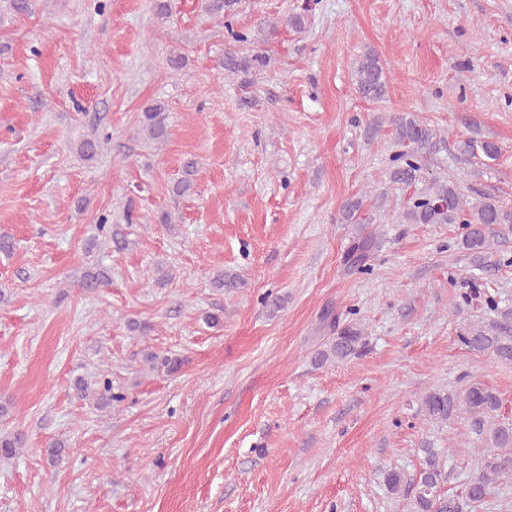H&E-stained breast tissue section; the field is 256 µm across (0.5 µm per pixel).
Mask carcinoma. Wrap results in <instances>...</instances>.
Returning <instances> with one entry per match:
<instances>
[{
    "mask_svg": "<svg viewBox=\"0 0 512 512\" xmlns=\"http://www.w3.org/2000/svg\"><path fill=\"white\" fill-rule=\"evenodd\" d=\"M240 0H205L204 10L224 20L229 47L224 52L222 67L228 76H244L245 82L266 72L271 58L261 51L243 52V47L257 38L251 32L236 26ZM30 0H0V13L27 14ZM355 89L365 100L381 101L388 89V75L380 56L372 49L362 51L353 67ZM395 153L388 172L389 188L412 190L400 216L401 224H460L464 230L461 244L469 251L476 269L512 266L507 255H497L494 239L499 227L512 225V207L490 194L475 197L466 195L461 186L448 176H436L428 170V157L443 140L440 130L430 123L408 113L393 119ZM170 135L169 113L161 102L145 107L137 117V136L146 144L167 141ZM108 137H88L77 144L78 154L85 159L94 158L101 143ZM459 155L481 163L495 161L502 147L493 139L470 136L457 141ZM198 173L197 162L187 161L183 176L174 184V193L183 195L193 185L192 176ZM380 208L378 198L366 193L345 201L340 209V223L358 224L360 229L353 238L346 257L351 271L370 270L369 260L375 247V237L365 232V225L376 221ZM107 214H100L98 231L121 248L124 239L118 229L109 224ZM108 275L101 271H87L80 279V287L96 290L106 286ZM480 306L484 316L469 323L459 335L461 344L475 353L490 354L504 363L512 364V314L500 308L497 296L479 287L459 294L458 306ZM330 321L334 337L327 346L316 350L313 363L317 366L336 364L354 356L361 345L363 332L357 324L349 322L336 326ZM501 406L499 394L482 383H469L453 391L433 390L421 399L424 416L437 422H446L458 414L485 417ZM486 448L475 456L476 469L461 490L449 494L445 490L448 471L444 454L436 448H423L419 471L409 477L404 472L390 469L384 474L388 493L407 500L408 512H478L486 506L493 489L502 481L512 480V427L506 423L493 425L485 432ZM24 436L19 432L0 434V458L8 459L24 447Z\"/></svg>",
    "mask_w": 512,
    "mask_h": 512,
    "instance_id": "obj_1",
    "label": "carcinoma"
}]
</instances>
